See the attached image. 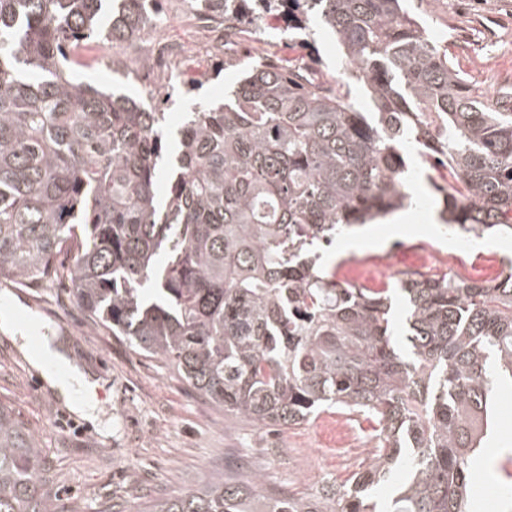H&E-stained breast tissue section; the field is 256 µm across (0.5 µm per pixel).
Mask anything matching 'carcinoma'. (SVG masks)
Wrapping results in <instances>:
<instances>
[{"label":"carcinoma","instance_id":"obj_1","mask_svg":"<svg viewBox=\"0 0 512 512\" xmlns=\"http://www.w3.org/2000/svg\"><path fill=\"white\" fill-rule=\"evenodd\" d=\"M224 37L275 7L332 29L349 69L310 81L262 60L224 105L173 130L124 94L70 80L103 37L120 51L156 25L158 0H0V277L59 275L96 324L167 362L233 417L292 428L334 409L369 424L368 465L315 493H257L229 475L150 512H375L368 491L399 458L394 512H470L488 404L512 379V273L477 283L404 273L342 284L323 245L406 204L411 137L457 235H512V95L489 98L400 0H184ZM364 83L377 123L354 109ZM0 512H55L36 437L0 405Z\"/></svg>","mask_w":512,"mask_h":512}]
</instances>
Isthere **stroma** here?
Listing matches in <instances>:
<instances>
[{
    "instance_id": "35a3bbf8",
    "label": "stroma",
    "mask_w": 512,
    "mask_h": 512,
    "mask_svg": "<svg viewBox=\"0 0 512 512\" xmlns=\"http://www.w3.org/2000/svg\"><path fill=\"white\" fill-rule=\"evenodd\" d=\"M428 35L438 38L468 78L488 95L512 88V0H406ZM155 30L163 52L151 74L133 64L111 43L93 40L75 82L104 92L137 91L145 104H162L172 125H180L195 103H222L224 91L257 59L298 65L309 77L338 76L343 49L321 22L310 38L289 37L283 12L248 28L241 45L224 42L223 31L196 21L184 0H163ZM203 80L189 90L188 79ZM400 150L407 164L406 190L412 197L408 232L386 247L360 246L324 254L340 264L338 279L358 286L395 285L409 249L433 248L459 254L466 278L486 281L512 259V238L485 237L462 244L444 225L429 224L438 199L413 141ZM22 305L27 335L53 336L91 375L96 422L72 413L32 371L18 342L0 333V405L12 410L33 433L40 465L57 512H146L155 501L199 489L223 474L262 473L263 488L315 490L322 472L346 479L351 469L323 449L334 436L330 412L284 430L234 418L211 404L162 359L144 356L107 329L94 328L71 299L67 277L22 286L0 278V315ZM490 429L497 437L478 458L481 480L471 481L476 512H512V478L503 467L512 459V388L493 394Z\"/></svg>"
}]
</instances>
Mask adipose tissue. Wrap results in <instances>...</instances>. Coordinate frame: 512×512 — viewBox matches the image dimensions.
Returning <instances> with one entry per match:
<instances>
[{"instance_id":"1","label":"adipose tissue","mask_w":512,"mask_h":512,"mask_svg":"<svg viewBox=\"0 0 512 512\" xmlns=\"http://www.w3.org/2000/svg\"><path fill=\"white\" fill-rule=\"evenodd\" d=\"M28 361L42 380L71 403L73 412L88 419L93 417L95 405L88 393L90 383L81 370L47 344L31 351Z\"/></svg>"}]
</instances>
